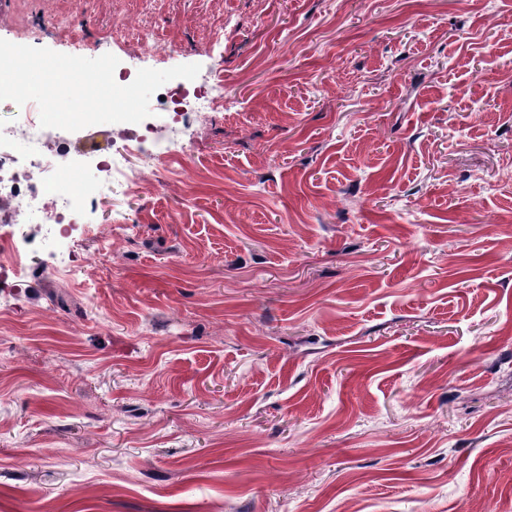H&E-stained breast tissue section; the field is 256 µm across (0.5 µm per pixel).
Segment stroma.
<instances>
[{"mask_svg":"<svg viewBox=\"0 0 512 512\" xmlns=\"http://www.w3.org/2000/svg\"><path fill=\"white\" fill-rule=\"evenodd\" d=\"M25 2L223 105L0 288V512H512V0Z\"/></svg>","mask_w":512,"mask_h":512,"instance_id":"stroma-1","label":"stroma"}]
</instances>
